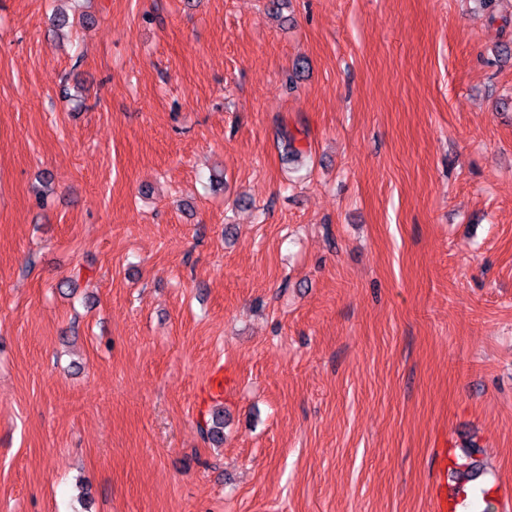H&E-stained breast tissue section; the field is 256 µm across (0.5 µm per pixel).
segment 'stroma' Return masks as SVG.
I'll return each instance as SVG.
<instances>
[{
    "mask_svg": "<svg viewBox=\"0 0 512 512\" xmlns=\"http://www.w3.org/2000/svg\"><path fill=\"white\" fill-rule=\"evenodd\" d=\"M266 3L0 0V512H512V0Z\"/></svg>",
    "mask_w": 512,
    "mask_h": 512,
    "instance_id": "35a3bbf8",
    "label": "stroma"
}]
</instances>
